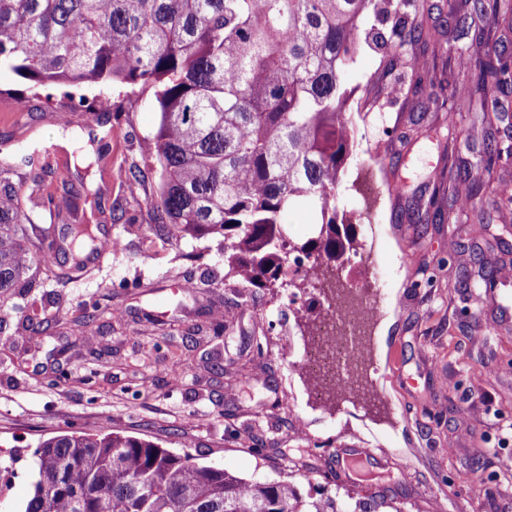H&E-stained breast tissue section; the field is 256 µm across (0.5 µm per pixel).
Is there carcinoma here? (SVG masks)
Here are the masks:
<instances>
[{"label":"carcinoma","mask_w":512,"mask_h":512,"mask_svg":"<svg viewBox=\"0 0 512 512\" xmlns=\"http://www.w3.org/2000/svg\"><path fill=\"white\" fill-rule=\"evenodd\" d=\"M0 0V76L26 90L52 92L87 85L150 86L158 126L149 138L158 193L152 205L177 237L224 238L227 274L254 288L310 287L307 274L288 275L303 260L341 268L354 248L352 216L339 207V186L356 147L354 90L344 74L369 45L365 18L384 49L380 78L410 72L406 93L440 86L448 112H482L489 129L509 116L512 49L492 34L512 30V0ZM471 38L466 61L479 96L461 104L455 42ZM446 192L476 207L512 210V192L495 177L512 164V145L488 139L482 167L458 163L446 136ZM33 187L11 178L0 160V295L32 269L63 278L48 264L52 245L33 253L24 236L34 216L60 215ZM305 203L310 236L297 240L283 217ZM101 248L90 225L74 227L70 259ZM497 282L481 272L466 287L481 295ZM26 461L31 493L24 512H379L393 508L372 496L353 504L331 496L303 498L287 479H246L201 465L146 438L64 431L44 440Z\"/></svg>","instance_id":"1"}]
</instances>
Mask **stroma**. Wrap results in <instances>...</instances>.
<instances>
[{"mask_svg":"<svg viewBox=\"0 0 512 512\" xmlns=\"http://www.w3.org/2000/svg\"><path fill=\"white\" fill-rule=\"evenodd\" d=\"M152 95L148 87L114 88L101 117L102 152L88 173L76 150L59 144L63 130H87L85 113L0 79V155L55 143L43 195L90 181L99 208L83 219L120 242L92 273L66 263L58 282L33 270L27 287L0 303V464L14 467L0 475V512H19L30 492L10 452L66 430L147 438L243 478L288 477L303 495L324 489L352 503L384 494L399 512H512V281L479 304L464 286L478 269L512 268V214L493 213L487 230L460 237L451 224L419 221L417 211L433 183L448 178L445 126L463 157L481 154L477 113L437 111L427 90L407 104L392 98L357 122V155L340 194L364 203L354 230L359 241L376 238L384 269L373 333L382 339L377 388L391 416L375 421L310 401L299 368L309 329L286 293L225 277L219 238L176 242L159 222L147 153L157 124ZM384 121L398 122L409 140L381 153L375 127ZM178 279L195 284L196 295L172 293ZM223 309L235 314L232 339L194 332ZM30 317L40 334L22 331ZM273 332L287 339L288 356ZM256 437L277 452L257 453ZM314 442L378 449L404 473L391 481L369 467L330 483L304 476L288 461Z\"/></svg>","mask_w":512,"mask_h":512,"instance_id":"stroma-1","label":"stroma"}]
</instances>
